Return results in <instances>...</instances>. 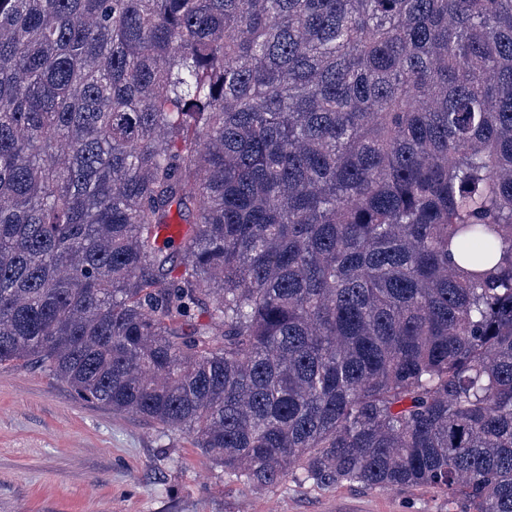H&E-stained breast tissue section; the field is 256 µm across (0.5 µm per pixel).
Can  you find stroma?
I'll list each match as a JSON object with an SVG mask.
<instances>
[{
  "label": "stroma",
  "mask_w": 512,
  "mask_h": 512,
  "mask_svg": "<svg viewBox=\"0 0 512 512\" xmlns=\"http://www.w3.org/2000/svg\"><path fill=\"white\" fill-rule=\"evenodd\" d=\"M0 512H448L428 489L255 488L173 431L78 400L36 366H0Z\"/></svg>",
  "instance_id": "1"
}]
</instances>
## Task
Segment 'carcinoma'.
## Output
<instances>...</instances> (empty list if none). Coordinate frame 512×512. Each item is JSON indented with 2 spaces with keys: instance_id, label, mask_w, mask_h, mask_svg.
Instances as JSON below:
<instances>
[{
  "instance_id": "cac0c4a2",
  "label": "carcinoma",
  "mask_w": 512,
  "mask_h": 512,
  "mask_svg": "<svg viewBox=\"0 0 512 512\" xmlns=\"http://www.w3.org/2000/svg\"><path fill=\"white\" fill-rule=\"evenodd\" d=\"M5 363L512 512V0H0Z\"/></svg>"
}]
</instances>
